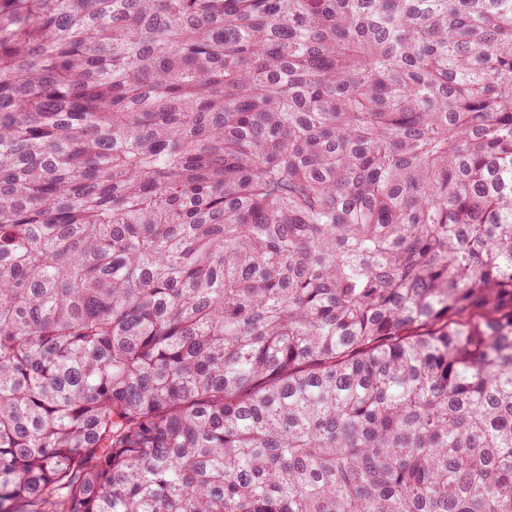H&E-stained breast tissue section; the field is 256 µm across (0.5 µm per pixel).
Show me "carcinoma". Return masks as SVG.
Returning <instances> with one entry per match:
<instances>
[{
  "instance_id": "carcinoma-1",
  "label": "carcinoma",
  "mask_w": 512,
  "mask_h": 512,
  "mask_svg": "<svg viewBox=\"0 0 512 512\" xmlns=\"http://www.w3.org/2000/svg\"><path fill=\"white\" fill-rule=\"evenodd\" d=\"M0 512H512V0H0Z\"/></svg>"
}]
</instances>
